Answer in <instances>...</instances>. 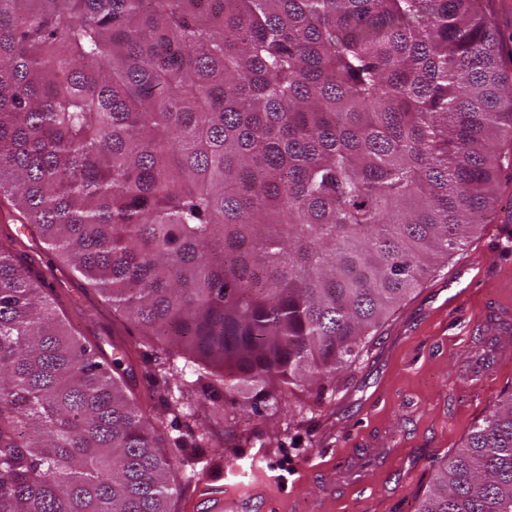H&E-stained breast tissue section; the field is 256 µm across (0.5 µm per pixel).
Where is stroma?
<instances>
[{"label": "stroma", "mask_w": 512, "mask_h": 512, "mask_svg": "<svg viewBox=\"0 0 512 512\" xmlns=\"http://www.w3.org/2000/svg\"><path fill=\"white\" fill-rule=\"evenodd\" d=\"M487 224L356 347L349 372L324 391H297L260 415L236 409V425L209 402L173 409L147 399L162 344L111 305L44 242L13 198L0 194V246L55 303L94 360L120 373L146 417L163 424L183 486L171 512H192L197 484L235 485L233 465L254 473L274 512H415L441 457L464 444L512 384V170ZM304 411L288 416L289 407ZM251 466V465H250Z\"/></svg>", "instance_id": "obj_1"}]
</instances>
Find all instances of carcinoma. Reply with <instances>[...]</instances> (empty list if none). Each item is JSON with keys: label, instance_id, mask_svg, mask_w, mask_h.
I'll return each instance as SVG.
<instances>
[{"label": "carcinoma", "instance_id": "cac0c4a2", "mask_svg": "<svg viewBox=\"0 0 512 512\" xmlns=\"http://www.w3.org/2000/svg\"><path fill=\"white\" fill-rule=\"evenodd\" d=\"M505 136L482 0H0V192L165 385L255 414L333 384L484 223ZM127 391L0 246V512H169ZM416 512H512V390Z\"/></svg>", "mask_w": 512, "mask_h": 512}]
</instances>
